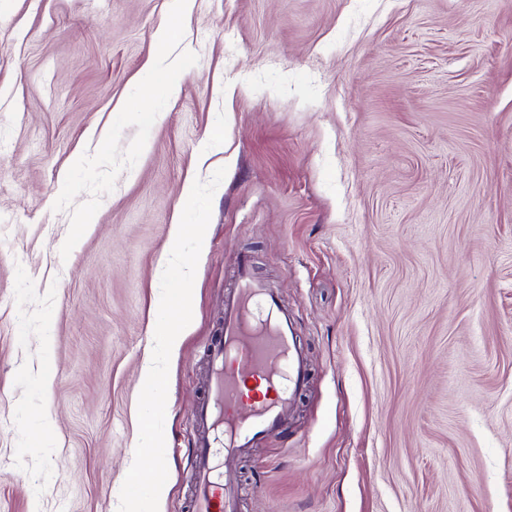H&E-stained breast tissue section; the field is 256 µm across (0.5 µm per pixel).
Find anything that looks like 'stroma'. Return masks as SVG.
Here are the masks:
<instances>
[{"instance_id":"stroma-1","label":"stroma","mask_w":512,"mask_h":512,"mask_svg":"<svg viewBox=\"0 0 512 512\" xmlns=\"http://www.w3.org/2000/svg\"><path fill=\"white\" fill-rule=\"evenodd\" d=\"M221 167L159 512L243 252L308 378L225 456L237 512H512V0H0V512H118L158 262Z\"/></svg>"}]
</instances>
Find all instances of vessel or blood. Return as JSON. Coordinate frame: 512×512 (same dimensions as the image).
Segmentation results:
<instances>
[{
	"label": "vessel or blood",
	"mask_w": 512,
	"mask_h": 512,
	"mask_svg": "<svg viewBox=\"0 0 512 512\" xmlns=\"http://www.w3.org/2000/svg\"><path fill=\"white\" fill-rule=\"evenodd\" d=\"M206 355L205 394L194 415L190 512H235L233 490L221 479L223 456L280 434L307 381L292 321L249 256L236 261L223 326Z\"/></svg>",
	"instance_id": "1"
}]
</instances>
